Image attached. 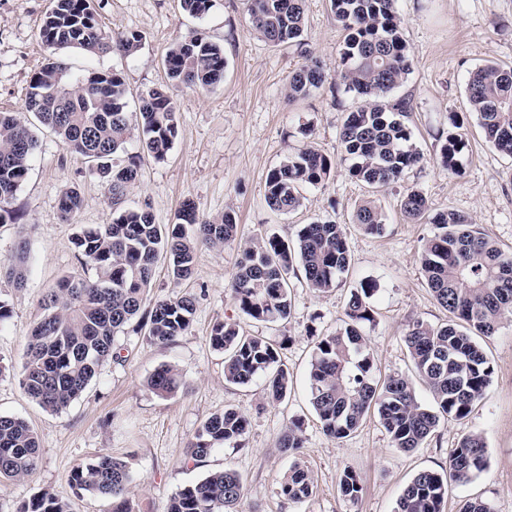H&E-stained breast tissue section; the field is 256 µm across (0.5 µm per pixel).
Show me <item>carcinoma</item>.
Segmentation results:
<instances>
[{"instance_id": "cac0c4a2", "label": "carcinoma", "mask_w": 512, "mask_h": 512, "mask_svg": "<svg viewBox=\"0 0 512 512\" xmlns=\"http://www.w3.org/2000/svg\"><path fill=\"white\" fill-rule=\"evenodd\" d=\"M212 0H182L190 15L201 18ZM304 0H250L253 29L266 41L303 47ZM336 20L346 31L340 52V83L353 93L358 106L348 113L340 134L352 160L349 175L378 190L399 182L419 164L421 153L412 142L407 124V103H390L393 91L410 71L406 42L399 28L397 0H329ZM44 42L53 48L79 47L89 53L118 49L128 55L140 47L135 33L108 34L101 27L89 0H53L42 26ZM172 86L208 90L224 78V49L201 33L174 44L165 55ZM325 82L318 64L304 66L288 80V97L307 95ZM470 111L486 140L512 155V67L488 63L470 73L466 84ZM122 75L93 70L74 71L50 59L34 73L26 111L50 128L72 153L103 172L113 206L112 222L85 228L74 245L81 264L93 275L70 274L58 280L42 299L41 315L33 330L22 366L20 383L41 408L58 412L77 399L96 376L100 365L119 358L115 337L133 320L148 327L157 344H168L185 333L194 301L189 296L160 299L142 311L159 256L168 261L176 279L193 274L197 251L218 248L236 239L238 224L231 213L208 217L190 200L184 202L177 224L154 222L149 204L125 205L136 183L141 154L128 151L133 127L124 102ZM137 126L142 150L162 160L178 134L177 110L168 87L147 90L140 98ZM440 145L442 166L459 170L458 158L466 147L460 125L453 124ZM36 147L29 121L15 112H0V223L13 217L12 204ZM334 168L333 159L312 148L286 156L266 178V202L274 211L290 213L303 206L302 190L324 183ZM80 208L76 190L59 200L64 221ZM401 208L416 219L427 213L423 195L405 190ZM355 223L380 235L384 215L373 200L360 205ZM437 232L423 245L422 271L438 303L453 316L439 327L423 321L409 325L405 342L418 373L430 387L436 408L418 400L412 383L390 376L378 383L374 359L364 328L373 323L369 299L377 291L373 280L359 283L344 310V326L316 344L309 372L312 405L323 432L343 439L354 432L365 415L376 409L394 446L411 451L434 431L439 415L467 417L489 384L492 367L475 337H489L499 323L512 316V252L453 211L429 217ZM26 245L20 243L7 268L17 285L24 284ZM350 257L342 225L333 222L304 224L293 245L270 235L246 248L231 280L239 309L258 321L288 318L292 300L287 274L298 265L309 286L318 292L336 287L349 269ZM212 346L224 351V376L235 385L265 379L269 396L281 399L288 390V372L280 364L279 347L260 338L239 335L232 323L217 324ZM181 384L169 365L158 367L148 380L158 395L175 392ZM248 418L228 408L210 417L187 448L198 462L227 442H240ZM281 447H302L301 426L292 424ZM38 438L22 419L0 415V479H18L32 473L38 461ZM486 467V445L479 434L464 437L452 451L448 473L421 471L404 488L396 512H442L448 482L464 484ZM127 465L101 456L73 468L69 483L78 493L112 501V512H131L127 498ZM314 481L308 469L294 463L280 482L281 495L290 501L310 496ZM343 496L355 500L363 493L358 475L343 472ZM243 482L231 469L209 472L202 480L180 490L167 512H235ZM20 512H68V504L48 491L24 504Z\"/></svg>"}]
</instances>
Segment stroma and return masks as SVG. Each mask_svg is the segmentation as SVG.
<instances>
[{"mask_svg":"<svg viewBox=\"0 0 512 512\" xmlns=\"http://www.w3.org/2000/svg\"><path fill=\"white\" fill-rule=\"evenodd\" d=\"M52 5L53 0H0V112H24L33 73L56 59L75 69L121 72L126 110L136 113L144 92L169 83L164 66L168 48L204 32L224 48V79L206 91L174 89L178 136L163 160L142 157L139 179L126 202L149 203L156 223L174 224L190 199L208 215L234 213L238 234L223 247L200 248L190 279H174L165 261H158L144 304L192 296L194 314L186 333L162 345L149 339L147 328L127 326L115 338L117 359L103 363L85 392L61 412L44 410L20 385L28 336L47 289L81 269L75 234L110 223L112 204L89 163L71 154L48 129L35 127L38 146L14 201L20 216L0 223V262L12 259L19 240L28 243L24 286L0 274V300L10 309L0 323V415L29 423L39 439V461L28 476L0 482V512H19L44 491L66 501L69 512H112L111 501L76 494L67 481L74 467L100 455L126 462L133 512H166L185 486L225 468L243 481L237 512H394L415 474L446 472L452 450L476 432L486 441L487 467L467 484L449 485L442 512H459L468 499L485 501L491 512H512V319L480 340L493 374L470 415L440 419L436 431L411 451L394 447L373 412L346 438L325 435L308 379L317 341L342 327L351 289L371 279L378 291L371 299L374 321L365 334L377 375L411 380L421 404L433 407L404 334L417 320L435 326L448 321L422 273V247L435 227L424 217L407 218L400 200L404 189H416L430 212L462 213L512 250V158L486 142L466 96L475 67L487 62L512 66V0H397L410 73L393 96L410 105L413 143L423 159L401 181L373 195L350 177L352 161L340 141L345 116L358 101L344 88H329L345 36L329 0H304L305 54L290 45H272L254 32L248 0H212L200 18L186 13L180 0H92L104 30L139 34V50L130 56L117 50H55L41 37ZM312 63L322 67L327 85L289 99V76ZM455 116L464 121L467 146L460 174L451 175L440 163L437 134L448 130ZM306 147L333 158L330 179L304 189L299 210L272 211L265 201L268 172ZM70 187L79 191L82 206L67 223L59 199ZM371 195L385 215V230L378 236L355 222L358 206ZM314 221L344 227L350 267L339 285L315 292L297 267L288 273L292 309L287 320L264 322L244 314L230 287L243 248L272 233L295 241L301 225ZM224 321L235 323L242 335L281 345V362L291 378L281 400L269 398L263 379L246 386L225 380L224 353L210 343L213 327ZM163 364L172 366L183 383L174 393L159 396L149 389L148 379ZM227 408L248 416L243 446L227 443L201 462L186 460L185 450L204 422ZM295 422L301 425L304 446L292 457L280 439ZM296 460L311 472L314 488L310 497L292 502L281 495L280 480ZM348 469L364 487L355 501L339 490Z\"/></svg>","mask_w":512,"mask_h":512,"instance_id":"35a3bbf8","label":"stroma"}]
</instances>
